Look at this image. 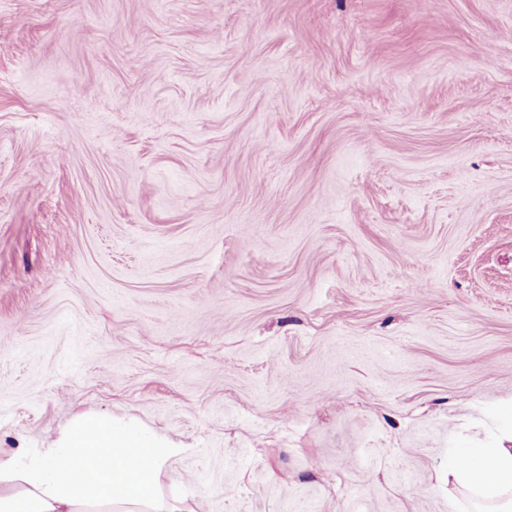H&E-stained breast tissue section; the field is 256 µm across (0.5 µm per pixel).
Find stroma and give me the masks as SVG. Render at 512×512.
Masks as SVG:
<instances>
[{
  "label": "stroma",
  "mask_w": 512,
  "mask_h": 512,
  "mask_svg": "<svg viewBox=\"0 0 512 512\" xmlns=\"http://www.w3.org/2000/svg\"><path fill=\"white\" fill-rule=\"evenodd\" d=\"M509 402L512 0H0V448L93 416L181 447L169 504L461 512Z\"/></svg>",
  "instance_id": "35a3bbf8"
}]
</instances>
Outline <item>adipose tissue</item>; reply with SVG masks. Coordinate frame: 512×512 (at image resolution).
Segmentation results:
<instances>
[{"mask_svg":"<svg viewBox=\"0 0 512 512\" xmlns=\"http://www.w3.org/2000/svg\"><path fill=\"white\" fill-rule=\"evenodd\" d=\"M508 432L448 458V482L477 512H512V410ZM112 451L102 461L100 449ZM179 452L173 443L124 424L81 418L53 447L0 454V512H203L199 501L162 509L148 491Z\"/></svg>","mask_w":512,"mask_h":512,"instance_id":"adipose-tissue-1","label":"adipose tissue"}]
</instances>
